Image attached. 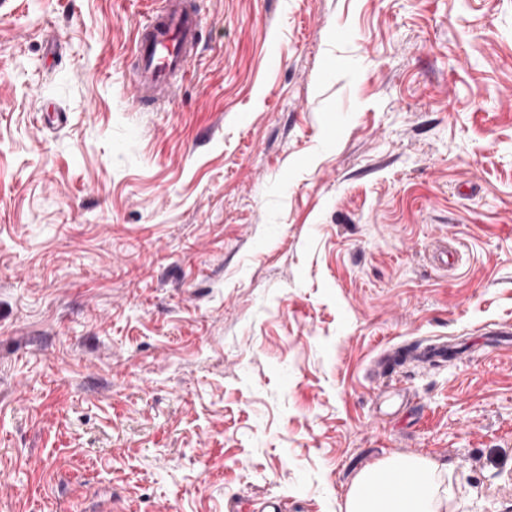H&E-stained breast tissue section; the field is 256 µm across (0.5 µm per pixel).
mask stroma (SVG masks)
Masks as SVG:
<instances>
[{
	"label": "stroma",
	"instance_id": "35a3bbf8",
	"mask_svg": "<svg viewBox=\"0 0 512 512\" xmlns=\"http://www.w3.org/2000/svg\"><path fill=\"white\" fill-rule=\"evenodd\" d=\"M154 6L0 7V512H512V0H194L157 108ZM149 21L137 30L134 50L136 71L132 85L135 100L165 102L172 80L186 73L196 56L198 20L188 0H161ZM441 467L425 457H391L363 470L358 476L347 501V512H446L448 492L440 494L438 476ZM393 472L412 480L410 494L399 507L392 499L368 501L364 489L380 475Z\"/></svg>",
	"mask_w": 512,
	"mask_h": 512
}]
</instances>
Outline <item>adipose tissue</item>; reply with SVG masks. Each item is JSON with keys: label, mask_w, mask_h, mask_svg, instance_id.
<instances>
[{"label": "adipose tissue", "mask_w": 512, "mask_h": 512, "mask_svg": "<svg viewBox=\"0 0 512 512\" xmlns=\"http://www.w3.org/2000/svg\"><path fill=\"white\" fill-rule=\"evenodd\" d=\"M393 472L412 482L406 501L390 499L366 500L365 488L380 475ZM441 467L425 457H391L363 470L358 476L347 501L346 512H447L448 497L441 494L438 476Z\"/></svg>", "instance_id": "adipose-tissue-1"}]
</instances>
